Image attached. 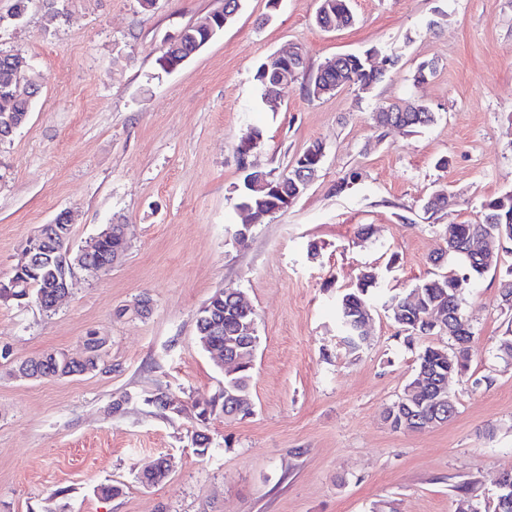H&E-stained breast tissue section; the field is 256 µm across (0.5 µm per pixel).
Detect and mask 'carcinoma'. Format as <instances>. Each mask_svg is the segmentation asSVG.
Here are the masks:
<instances>
[{
    "instance_id": "cac0c4a2",
    "label": "carcinoma",
    "mask_w": 512,
    "mask_h": 512,
    "mask_svg": "<svg viewBox=\"0 0 512 512\" xmlns=\"http://www.w3.org/2000/svg\"><path fill=\"white\" fill-rule=\"evenodd\" d=\"M315 23L324 30H337L352 27L356 23L351 8V0H319L315 14ZM208 38V32L188 27L181 40L171 44L165 52L166 60L173 64L189 58L198 52ZM18 57L0 49V144L11 138V126L21 121H28L36 100L40 85L31 83L19 90L11 86L17 77ZM306 62H297L296 72L301 74L303 87L308 96L320 98L343 86H356L361 90H369L383 81L388 69L374 70L358 64V56L344 55L336 59L333 66L317 68L306 75ZM377 125L401 126L411 130L426 127L434 123L435 113L420 102H404L390 104L379 108L373 115ZM323 151L322 144L314 142L308 145L298 158L305 159L307 166L300 163L290 164L288 173L276 176L270 171L252 169L244 173L243 186L240 189L241 201L251 207V216L262 224L269 211L267 184L273 182L281 187L282 193L292 197L304 186L312 182L320 171L322 160L318 154ZM483 215L479 224H451L448 226L446 249L436 252L433 263L440 266L444 258L450 256L459 265L457 271L434 273L417 283L408 293L393 295L385 303V310L395 323L405 328L408 337L414 336L413 323L419 320L427 308L440 306L450 317L467 323L461 309V297L468 287L466 279L482 277L490 271L488 264L480 263L478 251L475 249L477 236L503 240L507 244L505 253L512 254V191L490 199L482 205ZM70 237L67 224H49L45 238L41 244L40 259L30 266L14 269L12 275L20 281L19 288L13 294L0 297L21 301L30 296L42 301L43 310H54L57 276L61 274L60 250ZM129 248V241L123 231L112 229V233L100 240L97 252L91 258V265L97 269L106 267L112 260V254ZM378 273L370 267L364 271L356 287L343 293L337 300V321L341 344L351 354L359 353L365 339L361 335L360 324L370 305V289L376 287ZM420 297V303L414 305L408 301L412 294ZM202 318L197 320V331L200 338L211 346L224 345L225 338H239L241 351L244 352L245 363L224 371L223 401L213 399L199 406L198 418L206 422L212 415L221 412L226 417H245L252 408L235 396L248 394L252 357L259 343L257 330L246 332L242 324L252 320V316H244V311L236 304L230 294L214 293L206 307L200 311ZM99 340L88 336L85 357L79 361L68 358L63 351H51L42 356L23 362L15 367L22 377L36 379L60 378L82 375L99 368L103 363V351L98 348ZM444 346L428 345L417 356L415 375L429 370L439 374L448 372V359H440ZM435 406L430 396L422 394L419 399L408 405L402 404L398 398L386 409L385 420L399 425L405 430H418L428 426L434 417ZM164 459L158 457L149 461L140 474L144 484H156L167 476L163 468Z\"/></svg>"
}]
</instances>
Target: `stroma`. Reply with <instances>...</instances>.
Here are the masks:
<instances>
[{
	"mask_svg": "<svg viewBox=\"0 0 512 512\" xmlns=\"http://www.w3.org/2000/svg\"><path fill=\"white\" fill-rule=\"evenodd\" d=\"M0 0V48L45 76L27 123L0 145V281L37 227L73 212L71 245L111 221L130 246L106 274L77 272L54 311L0 299V512H457L458 485L491 501L512 469V365L496 342L512 329L499 276L466 288L473 339L469 372L451 377L457 413L416 432L392 430L385 409L403 392L424 346L406 343L384 310L391 294L429 276L451 224H476L486 200L512 190V0H351L353 27L316 26L318 0H242L235 20L172 72L164 43L220 0H65L47 24L44 0L22 19ZM299 48L310 68L376 49L400 61L368 91L320 99L301 83L262 108L254 79L269 56ZM424 63L433 74L415 80ZM404 100L435 122L410 132L372 114ZM262 139L251 160L279 175L308 145L322 168L290 207L236 240L241 222L238 143ZM447 157V168L436 161ZM344 191H337V184ZM447 189L451 206L423 203ZM367 236H359V229ZM317 256H309V248ZM379 269L369 338L355 356L336 338L337 295L365 267ZM243 294L257 320L253 412L201 422L197 404L219 396L224 374L197 336L218 290ZM151 300L141 316L134 305ZM104 338V367L22 380L13 364L49 350L84 354ZM173 394L181 411L146 399ZM210 438L207 449L193 442ZM164 457L168 475L142 485ZM120 486L106 499L103 485Z\"/></svg>",
	"mask_w": 512,
	"mask_h": 512,
	"instance_id": "stroma-1",
	"label": "stroma"
}]
</instances>
